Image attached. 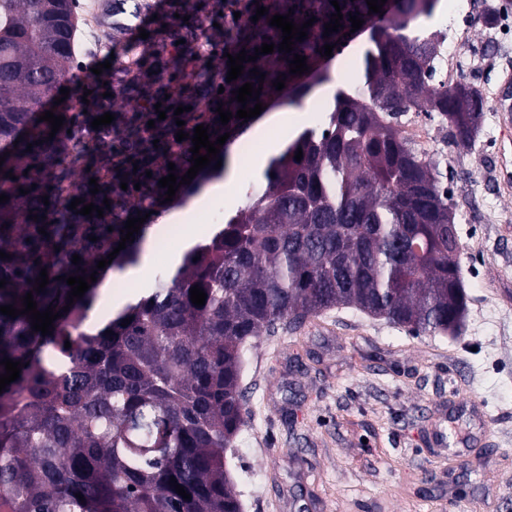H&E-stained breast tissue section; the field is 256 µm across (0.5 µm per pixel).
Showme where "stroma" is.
I'll return each mask as SVG.
<instances>
[{"mask_svg": "<svg viewBox=\"0 0 512 512\" xmlns=\"http://www.w3.org/2000/svg\"><path fill=\"white\" fill-rule=\"evenodd\" d=\"M493 2L501 15L494 28H472L463 63L465 79L489 98L512 58V0ZM154 3L157 17L145 23L134 66L124 68L118 46L101 75L75 67L86 108L69 99L54 108L83 142L82 160L64 162L75 176H87L97 160L91 123L105 111L104 92L112 94V152L124 154L120 132L129 119L148 122L160 102L171 111L194 105L197 91L215 84L190 37L197 23L234 34L231 8L253 0ZM430 127L462 245L461 333L415 335L340 306L254 339L241 382L248 424L227 452L242 512H512V190L498 188L494 170L503 129L490 107L468 147H456L438 122ZM239 137L253 138L247 129ZM273 139H256V153L239 160L225 189L209 181L186 202L151 214L149 237L176 214L197 240L211 228V204L246 205L240 182L253 180L263 193ZM124 156L125 166L135 163ZM168 265L158 252L145 280L107 275L96 319L138 297Z\"/></svg>", "mask_w": 512, "mask_h": 512, "instance_id": "stroma-1", "label": "stroma"}]
</instances>
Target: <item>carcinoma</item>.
<instances>
[{
  "label": "carcinoma",
  "instance_id": "cac0c4a2",
  "mask_svg": "<svg viewBox=\"0 0 512 512\" xmlns=\"http://www.w3.org/2000/svg\"><path fill=\"white\" fill-rule=\"evenodd\" d=\"M338 2L342 27L325 38L336 13L331 0H267L268 13L249 24L241 45L249 55L264 42H282L281 29L269 24L274 14L292 9L297 24L317 21L293 52L243 62L242 76L224 83L223 109L237 114L232 91L247 82L262 87L249 108L278 96L297 106L331 82L316 66L321 47L338 51L349 15L366 24L377 17L366 0ZM439 2L398 0L388 28L370 34L358 89L337 86L325 120L269 159L263 195L231 212L136 302L96 323L99 282L71 302L63 277L96 271L124 225L110 232L69 209L70 171L59 153L79 158V141L60 131L48 141L51 124L39 121L52 91L72 74L71 0H0V194L9 196L0 203V251L11 255L0 258V306L20 309L31 291L38 311L51 306L60 314L45 336L28 315L0 314V360L25 364L0 391V512H239L224 452L247 424L240 374L249 340L340 305L417 335L459 330L466 311L461 245L440 162L398 128L406 112L435 113L464 147L484 111L479 87L436 80L438 38L422 21ZM295 53L307 57L309 71L289 73ZM279 76L281 91L273 87ZM143 159L140 196L152 209L167 189L145 180V169L162 175L168 166L153 151ZM9 171L16 179L5 177ZM46 178L56 185L50 206L42 202ZM97 183L88 202L102 208L107 198L110 209L120 207L112 181L99 176ZM21 187L29 193L19 194ZM145 236L143 225L110 267L137 265ZM43 268L49 284L37 293ZM195 285L207 294L201 307L190 298ZM172 476L191 499L176 493Z\"/></svg>",
  "mask_w": 512,
  "mask_h": 512
}]
</instances>
